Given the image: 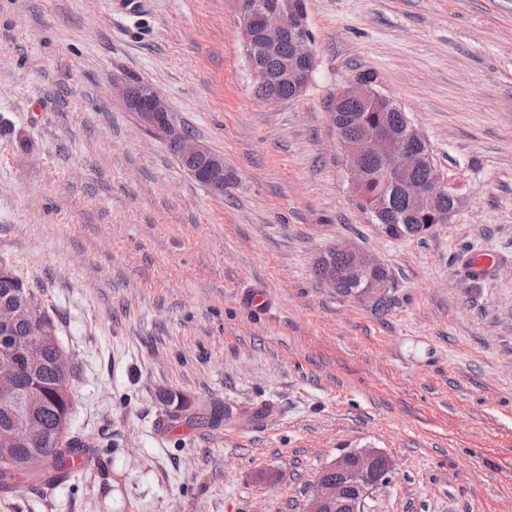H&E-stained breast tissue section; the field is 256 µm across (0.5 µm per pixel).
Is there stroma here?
Segmentation results:
<instances>
[{
  "label": "stroma",
  "instance_id": "obj_1",
  "mask_svg": "<svg viewBox=\"0 0 512 512\" xmlns=\"http://www.w3.org/2000/svg\"><path fill=\"white\" fill-rule=\"evenodd\" d=\"M305 4L311 84L267 104L231 0H0V260L54 319L100 451L0 512H303L363 448L394 462L364 512H512V0ZM363 72L458 198L422 236L387 238L350 188L326 101ZM132 80L223 155V195L139 126ZM341 240L390 269L387 313L314 277Z\"/></svg>",
  "mask_w": 512,
  "mask_h": 512
}]
</instances>
